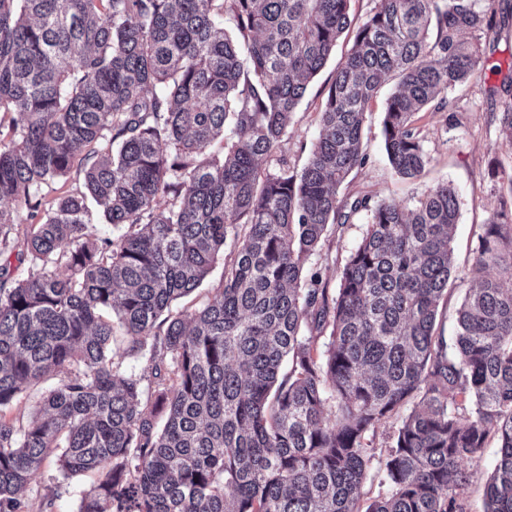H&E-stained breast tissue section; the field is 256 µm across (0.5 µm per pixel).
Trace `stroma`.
Segmentation results:
<instances>
[{"mask_svg": "<svg viewBox=\"0 0 512 512\" xmlns=\"http://www.w3.org/2000/svg\"><path fill=\"white\" fill-rule=\"evenodd\" d=\"M351 47V37L338 41L332 57L309 83L287 137L275 156L263 160V167L275 168L282 160L298 169L306 164L319 133L318 112L337 66L345 60ZM510 81L512 22L490 36L479 77L452 92L454 111L430 109L416 114V125L430 156L425 174L416 180L398 177L387 160L381 133L386 95L378 93L370 104L364 129L367 161L352 171L340 189L344 195L367 194L376 199L392 197L410 202L436 183L448 181L454 185L460 202L453 241L457 272L440 317L443 334L448 338L453 335L461 297L480 275L476 265L478 239L491 214L500 207L502 177L512 173V147L502 144L498 125L492 119L493 113L500 111L508 100L503 85ZM366 222L365 214H357L341 232L330 235L323 249L311 258V266L319 269L330 285H337L339 267L357 245ZM497 457L498 448L492 442L477 458L467 462V469L474 474L464 495L467 512H484L485 483ZM88 487L85 479L64 478L51 457L33 475L26 496L35 507L43 498H51V512H78L80 498Z\"/></svg>", "mask_w": 512, "mask_h": 512, "instance_id": "35a3bbf8", "label": "stroma"}]
</instances>
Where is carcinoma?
<instances>
[{
	"label": "carcinoma",
	"mask_w": 512,
	"mask_h": 512,
	"mask_svg": "<svg viewBox=\"0 0 512 512\" xmlns=\"http://www.w3.org/2000/svg\"><path fill=\"white\" fill-rule=\"evenodd\" d=\"M350 2L0 0V512H26L51 456L67 478L94 477L78 512H465L463 464L491 441L485 512H512V175L451 350L438 315L456 275L455 188L411 203L339 195L365 164L386 81L388 161L423 173L414 115L451 105L483 66L484 46L463 36L512 13L500 0H373L306 165L262 168L351 29ZM496 120L512 146V103ZM77 162L84 190L43 206ZM361 212L331 289L309 259ZM97 215L125 231L93 238ZM229 238L214 296L173 311ZM12 257L29 269L9 283ZM127 355L150 383L124 372ZM376 464L388 491L366 503Z\"/></svg>",
	"instance_id": "obj_1"
}]
</instances>
